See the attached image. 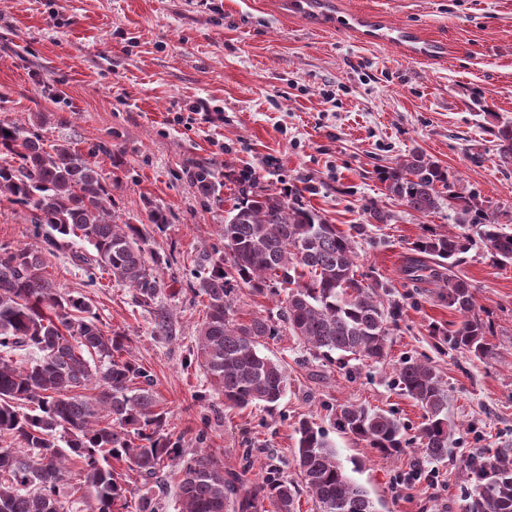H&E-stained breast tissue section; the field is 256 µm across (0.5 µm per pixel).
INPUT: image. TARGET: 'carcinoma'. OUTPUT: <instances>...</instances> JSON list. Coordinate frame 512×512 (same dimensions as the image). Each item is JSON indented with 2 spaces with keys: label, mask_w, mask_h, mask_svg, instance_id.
I'll use <instances>...</instances> for the list:
<instances>
[{
  "label": "carcinoma",
  "mask_w": 512,
  "mask_h": 512,
  "mask_svg": "<svg viewBox=\"0 0 512 512\" xmlns=\"http://www.w3.org/2000/svg\"><path fill=\"white\" fill-rule=\"evenodd\" d=\"M491 134L501 162L512 163V122ZM378 176L408 209L429 215L446 207L454 214L461 232L421 235L411 243L405 273L413 281H443L439 301L461 316L432 329L436 348L486 356V322L461 266L478 243L496 263L511 266L512 232L490 218L476 195L457 193L455 173L422 152L398 158ZM235 182L236 201L222 229L225 257H203L207 273L186 281L192 296L207 298L196 360L224 405L272 410L288 386L284 366L259 349L280 336V327L264 316L237 319L240 282L259 294L284 291L280 318L316 358L343 367L353 360L384 362L401 307L384 304L383 284L357 277L354 245L367 225L347 234L297 198L242 176ZM0 197L28 208L43 242L40 248L0 244V436L16 444L0 447V512H64V485L71 503H87L91 512H158L157 499L147 494L130 503L132 490L117 463L146 478L170 467L180 512H268V506L293 512L298 487L291 483L274 476L250 483L203 448L184 459L165 433L166 413L151 375L124 357L125 335L105 331L89 298L63 291L49 277L47 255L61 240H79L94 250L73 255L87 285H97L106 272L132 288L140 303H155L166 259L149 248L140 225L113 221L112 179L68 142L48 145L37 133L0 122ZM21 351L31 357L13 360ZM396 387L423 411L421 453L434 461L448 457V390L429 359L404 357ZM334 423L389 458L409 445L405 425L381 410L340 406ZM295 433L293 462L317 512H377L323 429L302 420ZM74 461L80 464L76 480L69 477ZM466 469L463 512H512V447L472 455Z\"/></svg>",
  "instance_id": "obj_1"
}]
</instances>
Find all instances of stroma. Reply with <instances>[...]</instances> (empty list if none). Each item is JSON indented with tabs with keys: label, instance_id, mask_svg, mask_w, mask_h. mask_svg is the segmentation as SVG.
<instances>
[{
	"label": "stroma",
	"instance_id": "stroma-1",
	"mask_svg": "<svg viewBox=\"0 0 512 512\" xmlns=\"http://www.w3.org/2000/svg\"><path fill=\"white\" fill-rule=\"evenodd\" d=\"M346 9L413 24L448 43L440 62L411 59L289 15L281 0H0V120L69 142L112 179L118 223L147 224L163 208L166 232L150 245L161 266L155 307L112 276L98 287L73 265L72 244L49 257V276L89 297L106 331L125 334L132 359L154 380L166 431L186 452L205 446L226 470L258 483L269 473L295 480V429H324L348 475L379 512H462L464 461L480 448L512 445V267L483 246L463 267L489 323L491 355L438 352L434 324L456 321L438 299L440 283H414L404 269L423 225L458 227L447 210L424 216L389 198L377 171L419 150L454 170L455 189L480 196L491 218L512 225V164H503L490 130L512 121V0H342ZM204 104L213 120L188 123ZM254 172L260 185L298 186L302 201L340 230L364 224L358 272L381 281L402 307L384 363L354 371L316 360L290 332L262 346L288 369L276 410L225 408L193 356L205 317L202 299L184 291L186 268L221 246L235 186L226 168ZM207 169L218 186L198 192ZM391 221L370 222L367 206ZM27 208L0 199V243L35 244ZM170 312L166 331L156 308ZM408 355L428 356L448 388V456L427 460L417 446L390 459L337 431L331 409L362 404L395 413L416 436L421 411L394 384ZM208 432L199 442V429ZM437 483H404L416 467Z\"/></svg>",
	"mask_w": 512,
	"mask_h": 512
}]
</instances>
